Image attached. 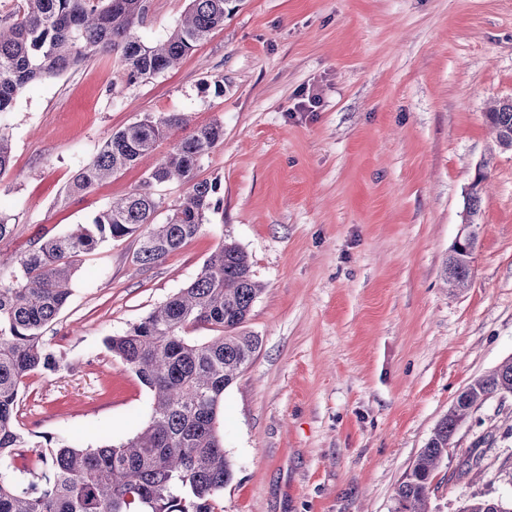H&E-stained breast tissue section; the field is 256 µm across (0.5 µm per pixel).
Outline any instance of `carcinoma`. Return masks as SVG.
Wrapping results in <instances>:
<instances>
[{"label":"carcinoma","instance_id":"1","mask_svg":"<svg viewBox=\"0 0 512 512\" xmlns=\"http://www.w3.org/2000/svg\"><path fill=\"white\" fill-rule=\"evenodd\" d=\"M151 0H21L0 17V115L10 112L31 83L55 79L98 54L115 56L126 83L161 74L224 25L231 0H189L181 20L148 43L139 35ZM487 118L498 146L512 148V98L494 101ZM180 112L147 115L112 133L72 177L66 195L86 191L136 166L170 141L141 186L112 202L90 222L64 233L38 232L22 250L3 248L13 236L0 213V512H215V499L234 471L224 451L219 418L224 391L251 363L259 337L244 331L263 285L248 255L224 242L196 278L123 334L105 338L148 388L147 425L120 444L83 448L60 436L33 441L19 423L27 377L54 372L59 357L45 338L72 295L79 258L102 243L138 235L136 261L151 267L195 237L220 208L221 183L198 181L203 156L224 139L220 121L181 135ZM12 163L9 135L0 130V177ZM190 185L180 205L156 222L162 207L152 187ZM470 260L455 264L448 283L463 288ZM204 327L214 335L199 339ZM512 394V358L475 378L435 426L397 485L392 512H428L434 472L448 456L457 428L488 399ZM31 448L40 471L26 481L14 450ZM459 512H512V497L471 498Z\"/></svg>","mask_w":512,"mask_h":512}]
</instances>
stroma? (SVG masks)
<instances>
[{
  "label": "stroma",
  "instance_id": "1",
  "mask_svg": "<svg viewBox=\"0 0 512 512\" xmlns=\"http://www.w3.org/2000/svg\"><path fill=\"white\" fill-rule=\"evenodd\" d=\"M317 94L314 111L295 106ZM512 98V0H239L222 27L156 77L126 83L97 55L30 84L0 130L12 141L0 212L13 247L89 222L139 188L142 159L67 195L113 132L185 113L224 123L197 170L223 202L163 261L138 237L82 256L46 330L67 360L22 393L27 435L87 447L133 437L148 389L104 339L187 286L227 240L264 290L247 331L260 345L224 392L233 480L221 512H390L395 489L457 395L512 357V151L485 114ZM475 215L465 199L477 173ZM471 220L468 288L445 284ZM478 458V472L465 473ZM512 490V394L475 408L433 478L432 512Z\"/></svg>",
  "mask_w": 512,
  "mask_h": 512
}]
</instances>
